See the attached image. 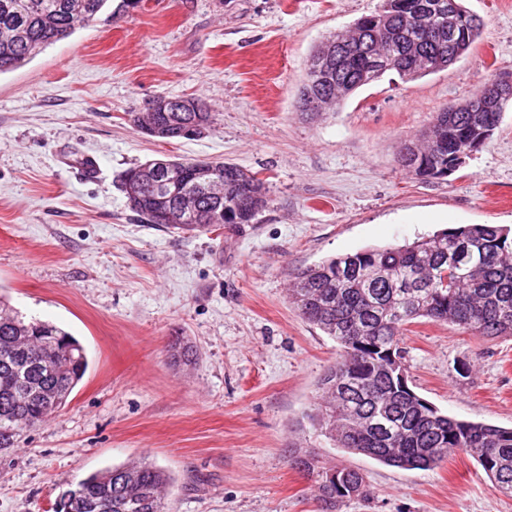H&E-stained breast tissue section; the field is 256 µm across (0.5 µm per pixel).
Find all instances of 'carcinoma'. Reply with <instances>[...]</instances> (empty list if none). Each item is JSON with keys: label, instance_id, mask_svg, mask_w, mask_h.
<instances>
[{"label": "carcinoma", "instance_id": "1", "mask_svg": "<svg viewBox=\"0 0 512 512\" xmlns=\"http://www.w3.org/2000/svg\"><path fill=\"white\" fill-rule=\"evenodd\" d=\"M426 25L443 34L429 40L417 29L422 5ZM112 0H0V74L17 69L46 47L108 12ZM482 21L462 0H381L345 31L329 37L341 43L326 71L305 69L301 91L323 98L332 112L380 73L365 72L368 60L386 50L399 57L392 68L415 80L457 62L479 38ZM444 108L417 141L419 155L398 163L419 180L448 176L460 150L490 138L502 112ZM162 140L183 138L174 121L157 114ZM207 176L188 171L182 185L159 183L143 192L132 209L142 222L178 197L195 196L186 222L163 228L182 233L208 231L214 224H253L260 210L242 201V190L266 189L258 173L225 161H205ZM289 300L309 324L336 341L339 358L318 382L308 418L333 447L406 470L438 466L462 452L473 458L500 492L512 495V428L458 420L422 403L409 386L403 336L420 319L455 324L480 338L512 337V237L494 224L446 229L403 245L347 253L295 274ZM173 365L197 359V349L177 336L169 345ZM88 367L85 348L57 326L0 302V448H12L29 422L36 428L69 402ZM291 466L312 482L321 512H336L370 489L361 471L338 465L304 448L288 449ZM166 470L143 457L98 471L71 484L69 509L54 512H168Z\"/></svg>", "mask_w": 512, "mask_h": 512}]
</instances>
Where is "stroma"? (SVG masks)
I'll list each match as a JSON object with an SVG mask.
<instances>
[{
	"instance_id": "stroma-1",
	"label": "stroma",
	"mask_w": 512,
	"mask_h": 512,
	"mask_svg": "<svg viewBox=\"0 0 512 512\" xmlns=\"http://www.w3.org/2000/svg\"><path fill=\"white\" fill-rule=\"evenodd\" d=\"M378 4L139 0L0 75V294L71 333L89 361L68 405L0 453V512H53L68 484L137 457L170 474V512H319L292 448L365 475L370 498L338 512H512L466 454L388 467L331 448L304 417L339 350L289 303L295 273L460 225L512 228V107L449 176L419 181L396 162L435 112L512 77V0H466L482 33L448 69L389 72L338 111H296L315 46ZM158 96L203 100L210 127L191 140L143 134L131 115ZM87 155L97 178L78 173ZM167 156L259 173L271 203L235 231L142 223L121 176ZM177 336L196 363L170 364ZM405 347L421 397L512 427V338L423 321Z\"/></svg>"
}]
</instances>
